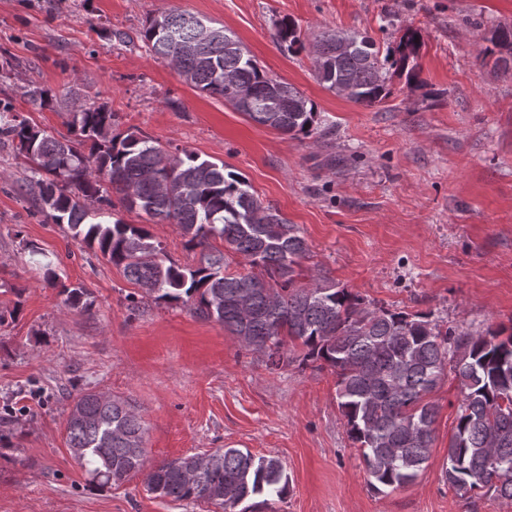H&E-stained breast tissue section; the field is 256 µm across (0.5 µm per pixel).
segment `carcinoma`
Instances as JSON below:
<instances>
[{"mask_svg":"<svg viewBox=\"0 0 512 512\" xmlns=\"http://www.w3.org/2000/svg\"><path fill=\"white\" fill-rule=\"evenodd\" d=\"M202 20L168 12L146 21L139 38L158 59L175 63L176 74L199 91L220 97L249 119L294 138L309 137L319 124L315 104L292 85L262 70L225 28L219 37L197 41ZM418 32L407 30L394 47L381 49L354 30L315 35L313 74L336 94L363 105L389 95L393 75L419 82ZM279 45L300 43L291 19L276 23ZM484 54L512 62V26L496 27ZM248 92L235 102L233 88ZM40 108L53 105L49 90L25 91ZM73 137L56 138L31 125L12 103L0 99V147L29 165L19 192L30 205L71 237L95 249L124 277L157 302L182 304L202 320H215L266 367L288 364L285 339L302 347L299 365L336 374V399L346 433L357 445L374 491L415 483L431 456L438 409L430 394L448 375L463 399L448 439L443 476L465 493L479 490L512 502V324L489 325L474 335L442 329L422 313L377 307L316 273L297 284L296 267L309 246L280 210L251 192L224 164L181 149L173 154L153 137L119 129L105 104L72 113ZM129 211L155 224H175L191 249L195 266L166 263L161 242L144 224L102 220L90 204L113 207L111 194ZM220 239L250 270L230 274ZM65 302L88 310L81 287L61 285ZM66 442L77 462L101 486L119 485L145 473L146 491L175 501H211L234 512L241 503L282 499L288 475L274 457L226 448L204 463L193 454L146 468L145 428L131 406L109 395L81 392L66 420Z\"/></svg>","mask_w":512,"mask_h":512,"instance_id":"carcinoma-1","label":"carcinoma"}]
</instances>
